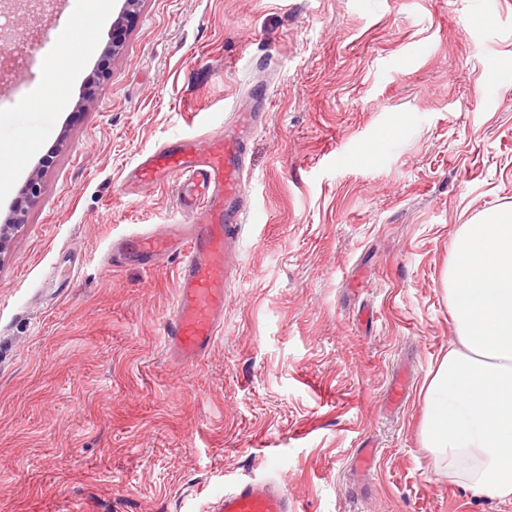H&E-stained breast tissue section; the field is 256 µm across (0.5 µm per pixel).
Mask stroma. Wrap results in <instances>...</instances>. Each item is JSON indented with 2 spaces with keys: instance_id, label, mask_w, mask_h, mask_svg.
<instances>
[{
  "instance_id": "stroma-1",
  "label": "stroma",
  "mask_w": 512,
  "mask_h": 512,
  "mask_svg": "<svg viewBox=\"0 0 512 512\" xmlns=\"http://www.w3.org/2000/svg\"><path fill=\"white\" fill-rule=\"evenodd\" d=\"M82 2L19 14L33 40L51 22L92 48L74 70L52 52L27 104L0 100V221L47 167L0 259V512H207L267 473L299 512H512L419 442L455 336V237L512 205V15L466 32L485 0H142L108 59L122 0ZM240 104L260 117L238 264L186 366L163 336L176 259L112 258L181 220L177 185L124 179Z\"/></svg>"
}]
</instances>
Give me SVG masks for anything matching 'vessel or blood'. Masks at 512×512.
<instances>
[{
    "label": "vessel or blood",
    "instance_id": "1",
    "mask_svg": "<svg viewBox=\"0 0 512 512\" xmlns=\"http://www.w3.org/2000/svg\"><path fill=\"white\" fill-rule=\"evenodd\" d=\"M256 113H231L221 132L207 142L183 137L150 154L135 170L141 180L178 183V202L188 223L162 233H133L115 243L113 256L137 253L143 265L179 259L175 301L165 323L166 347L183 364L204 358L224 326V295L231 254L239 239L247 142L242 127ZM208 512H298L287 484L277 478L248 479L217 497Z\"/></svg>",
    "mask_w": 512,
    "mask_h": 512
}]
</instances>
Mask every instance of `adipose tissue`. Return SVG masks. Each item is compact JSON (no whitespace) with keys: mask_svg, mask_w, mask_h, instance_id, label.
<instances>
[{"mask_svg":"<svg viewBox=\"0 0 512 512\" xmlns=\"http://www.w3.org/2000/svg\"><path fill=\"white\" fill-rule=\"evenodd\" d=\"M454 253L455 336L424 384L420 441L450 479L512 501V206L462 225Z\"/></svg>","mask_w":512,"mask_h":512,"instance_id":"obj_1","label":"adipose tissue"}]
</instances>
